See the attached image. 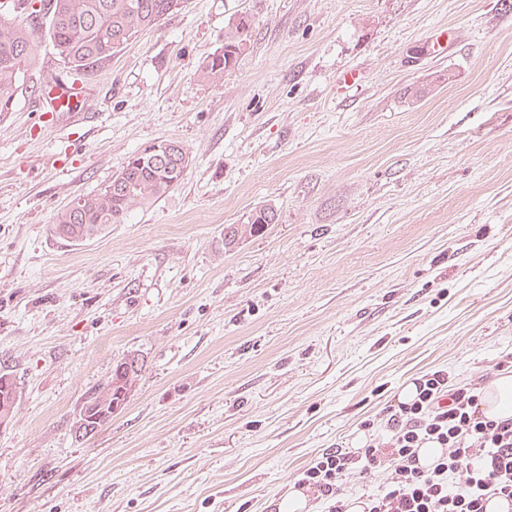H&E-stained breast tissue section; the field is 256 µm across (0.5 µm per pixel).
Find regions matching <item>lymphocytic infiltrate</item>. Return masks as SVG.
<instances>
[{
    "instance_id": "lymphocytic-infiltrate-1",
    "label": "lymphocytic infiltrate",
    "mask_w": 512,
    "mask_h": 512,
    "mask_svg": "<svg viewBox=\"0 0 512 512\" xmlns=\"http://www.w3.org/2000/svg\"><path fill=\"white\" fill-rule=\"evenodd\" d=\"M412 401L385 410L382 432L360 451L324 450L307 465L300 486L316 489L322 512H348V485L388 471L384 489L364 494L365 512H483L485 497L512 508V417L479 410L480 387L452 386L447 370L414 382ZM441 448L431 465H418L420 448Z\"/></svg>"
}]
</instances>
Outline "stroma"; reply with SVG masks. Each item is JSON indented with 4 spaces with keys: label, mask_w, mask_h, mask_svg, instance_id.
Wrapping results in <instances>:
<instances>
[{
    "label": "stroma",
    "mask_w": 512,
    "mask_h": 512,
    "mask_svg": "<svg viewBox=\"0 0 512 512\" xmlns=\"http://www.w3.org/2000/svg\"><path fill=\"white\" fill-rule=\"evenodd\" d=\"M224 76L203 60L238 15ZM449 54H426L436 31ZM0 118V512H270L324 449L432 369L485 386L512 353V0H184L81 84ZM356 85L338 82L344 72ZM174 139L184 180L67 242L54 215ZM273 207L275 224L225 246ZM136 353L92 437L83 396ZM252 20L240 17L224 32V46L220 51L208 56L199 66L197 76L203 80L223 76L234 66L237 57L247 47ZM44 82L46 83L45 87L41 92V112H56L53 113V117H67L69 119H79L83 116V111L85 110L84 104L81 105V94L78 92L76 96H68L70 92L73 90L70 89V85L64 82L61 78H57L56 76H48ZM58 90L64 92L62 95H57L56 99L52 101V109H47L45 106V102H47L46 96L50 97L52 93H56ZM64 95L68 97L67 101H64ZM71 97H75V101L71 102ZM18 386L14 378L7 374H0V407L1 415L10 412V419L18 399Z\"/></svg>",
    "instance_id": "obj_1"
}]
</instances>
